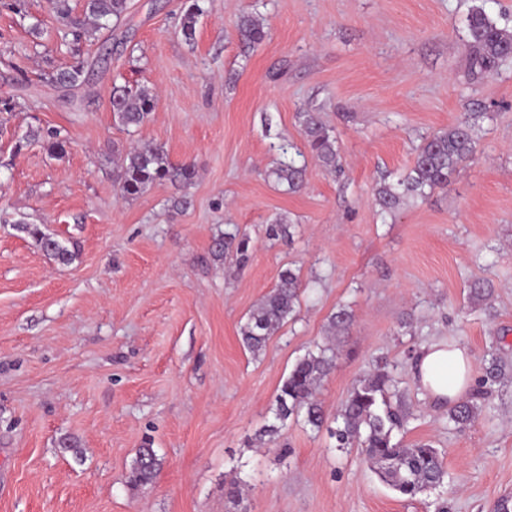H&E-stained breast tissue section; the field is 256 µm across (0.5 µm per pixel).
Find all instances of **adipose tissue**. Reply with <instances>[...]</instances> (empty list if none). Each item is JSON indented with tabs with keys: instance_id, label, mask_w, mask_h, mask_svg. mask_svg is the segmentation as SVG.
<instances>
[{
	"instance_id": "1",
	"label": "adipose tissue",
	"mask_w": 512,
	"mask_h": 512,
	"mask_svg": "<svg viewBox=\"0 0 512 512\" xmlns=\"http://www.w3.org/2000/svg\"><path fill=\"white\" fill-rule=\"evenodd\" d=\"M473 358L462 345L438 341L422 347L415 358L416 380L436 404L464 402L471 392Z\"/></svg>"
}]
</instances>
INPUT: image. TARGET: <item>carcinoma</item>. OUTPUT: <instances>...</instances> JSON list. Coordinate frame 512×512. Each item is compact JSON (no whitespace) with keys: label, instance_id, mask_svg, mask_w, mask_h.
Wrapping results in <instances>:
<instances>
[{"label":"carcinoma","instance_id":"cac0c4a2","mask_svg":"<svg viewBox=\"0 0 512 512\" xmlns=\"http://www.w3.org/2000/svg\"><path fill=\"white\" fill-rule=\"evenodd\" d=\"M487 0H478L467 16V50L470 72L476 77L492 76L502 67L512 65V34L497 25L486 11ZM202 8L199 0H192L184 14L181 33L185 40L193 39L197 17ZM51 12L58 24V32L64 44L70 46L72 64L56 71L51 82L63 89L75 88L86 81L85 60L79 46L91 42L112 22H120L129 13V0H84L82 13L76 14L70 0H51ZM237 31L242 43L251 48L266 38L264 24L254 13L240 16ZM112 112L126 128H138L154 109V96L145 87L115 85L112 87ZM304 147L292 142L279 146L281 159L271 176L288 186V191L300 190L305 182L306 165L301 162L304 150L327 170L338 172L341 161L336 137L322 121L321 115L312 110L298 113ZM29 136L40 137L46 147L55 154H63L65 140L60 132L29 131ZM476 152L472 126L467 122L452 125L423 138L416 150L414 165L409 173L395 182H383L377 188L376 201L384 216L397 210L407 197L423 199L436 188L448 184V177ZM196 175L191 164L172 165L163 147L151 141L139 143L123 158L117 175L121 196L137 197L156 183L166 181L189 184ZM16 229L36 239L41 250L56 263L68 265L75 251L45 233L37 224H18ZM248 237L226 234L215 239L212 253L222 259L233 255L238 262L249 258ZM302 280L295 270L280 271L275 286L248 314L241 327L243 346L258 355L267 340L287 321L294 317L302 292ZM493 288L488 281L471 283L468 299L480 303L489 298ZM353 314L340 307L329 319V330L335 335L349 331ZM333 347L322 344L300 357L288 377L278 388L275 396L276 423L266 426L259 440L270 444L276 441L281 429L290 418H303L308 425L319 429L325 422L322 406L316 400V391L335 365ZM512 371L498 357H491L487 367V380L496 382ZM479 396L456 404L448 411V422L462 429L477 416ZM407 420V412L396 381L384 366L374 369L360 378L341 403L334 421L336 428L329 429L336 438L337 447L361 448V454L369 469L402 497L413 500L428 492L445 487L447 471L438 449L428 442H415L404 446L393 441L394 431L401 429ZM160 467V459L151 448L139 450L131 471L130 486L138 488L149 484Z\"/></svg>","mask_w":512,"mask_h":512}]
</instances>
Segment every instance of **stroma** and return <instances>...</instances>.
Listing matches in <instances>:
<instances>
[{
	"instance_id": "obj_1",
	"label": "stroma",
	"mask_w": 512,
	"mask_h": 512,
	"mask_svg": "<svg viewBox=\"0 0 512 512\" xmlns=\"http://www.w3.org/2000/svg\"><path fill=\"white\" fill-rule=\"evenodd\" d=\"M184 2L130 0V23L85 47L88 80L66 94L49 75L72 57L45 0H0V101L15 105L0 112V512H493L512 500V378L482 384L491 354L512 362V66L471 75L473 0H202L189 42ZM244 12L268 32L253 49L235 27ZM116 83L153 92L142 126L115 122ZM305 108L333 131L342 170L308 158L291 193L268 172L281 143L301 142ZM478 109L473 158L380 217V178L408 173L423 136ZM31 127L59 130L65 154L24 142ZM141 141L193 164L192 184L123 198L117 160ZM278 217L291 239H268ZM23 221L73 243L75 260L49 259ZM235 230L252 257L228 276L212 245ZM288 267L305 287L296 316L252 355L240 327ZM479 278L494 295L475 306ZM341 304L354 321L318 390L327 417L386 361L411 412L395 439L442 452L446 493L406 500L359 449L301 421L260 443L278 388ZM435 340L464 345L486 391L462 430L414 380ZM147 443L161 467L133 491ZM241 479L254 489L236 508Z\"/></svg>"
}]
</instances>
